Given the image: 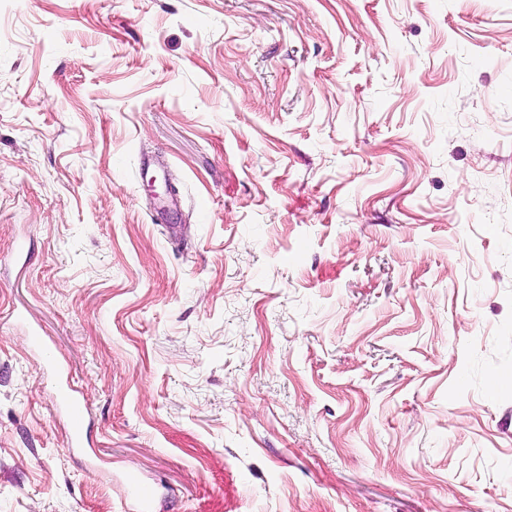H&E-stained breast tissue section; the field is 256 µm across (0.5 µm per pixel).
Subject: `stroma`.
I'll list each match as a JSON object with an SVG mask.
<instances>
[{"label":"stroma","mask_w":512,"mask_h":512,"mask_svg":"<svg viewBox=\"0 0 512 512\" xmlns=\"http://www.w3.org/2000/svg\"><path fill=\"white\" fill-rule=\"evenodd\" d=\"M510 377L512 0H0V512H512ZM62 398L67 402L69 409V420L74 436H78L85 423V412L77 395V391L69 384L60 388ZM133 499L137 502L142 512H155L165 510L158 507L156 496L152 488L138 481H131Z\"/></svg>","instance_id":"obj_1"}]
</instances>
